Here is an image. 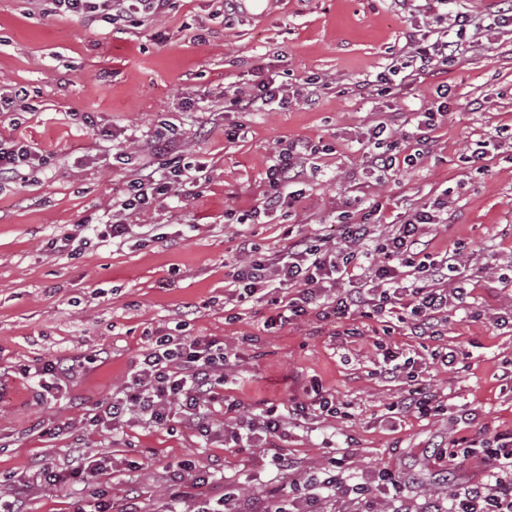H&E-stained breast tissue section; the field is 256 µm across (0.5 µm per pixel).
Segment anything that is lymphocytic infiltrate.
Masks as SVG:
<instances>
[{
  "mask_svg": "<svg viewBox=\"0 0 512 512\" xmlns=\"http://www.w3.org/2000/svg\"><path fill=\"white\" fill-rule=\"evenodd\" d=\"M37 7L54 15L76 16L89 23H111L128 14L148 20L165 13L169 0H35ZM456 40L418 38L413 42L419 73L438 76L457 53ZM302 91H289L275 77L261 80L252 90H239L225 100V107L239 112L285 107L289 100H302ZM153 155L171 157L162 174L151 172L133 178L127 192L113 201L117 214L129 215L148 208L156 197L175 192L189 180L193 166L180 163L178 140L171 133L156 132L149 142ZM306 143L293 142L279 151L267 171L274 191L267 196L264 208L271 211L285 200H298L292 191L302 173ZM448 221L447 198L435 199L431 205L413 211L406 220L393 225L381 242H375L374 256L364 247L374 241V225L345 218L343 244L333 248L325 240L312 237L289 238L287 246L268 257L259 253L249 241H241L239 250L244 262L237 270L227 296L228 302L242 304L267 297L273 290L284 293L280 310L269 318V325H287L320 307L327 320H342L353 314L371 317L394 313L406 324L411 335H428L435 321L441 320L449 307L461 304L465 288L450 286L449 275L457 264L448 257L421 260L424 229L430 224ZM228 355L223 344L212 339L157 336L142 354L130 386L102 404L89 418L90 424L112 425L132 412L159 426L170 425L175 415H185L200 433L211 430L209 404L216 390L224 384ZM483 450L491 463L480 482L455 488L447 502H433L428 512H512V431L494 434L476 442L457 440L448 451V468L456 470L462 463ZM69 473L40 468L26 475L21 486L32 488L54 485L64 478L87 480L106 475L100 460H86L83 453L73 457ZM401 479L386 471L377 484L350 485L337 476L321 481V493H284L270 490L262 500L249 501L235 492L216 495L199 494L192 512H320L321 494L356 495L360 512H379L380 498L399 489Z\"/></svg>",
  "mask_w": 512,
  "mask_h": 512,
  "instance_id": "lymphocytic-infiltrate-1",
  "label": "lymphocytic infiltrate"
}]
</instances>
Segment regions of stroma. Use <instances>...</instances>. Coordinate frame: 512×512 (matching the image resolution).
Instances as JSON below:
<instances>
[{"mask_svg":"<svg viewBox=\"0 0 512 512\" xmlns=\"http://www.w3.org/2000/svg\"><path fill=\"white\" fill-rule=\"evenodd\" d=\"M504 0H450L449 14L474 21L442 79L417 75L410 36L440 33L425 0H274L250 19L225 23L219 0H170L151 21L128 16L109 26L32 10L29 0H0V89H22L28 110L0 112V142L37 148L42 164L22 178H0V493L21 496L26 512H73L90 505L78 483L21 491L13 477L63 465L74 446L109 458L108 495L120 512L137 492L145 512L168 500L173 467L191 460L249 496L322 471L341 458L351 483L380 469L399 475L410 512L447 498L438 449L454 438L512 430V27L498 26ZM400 68L390 94L367 95L363 81ZM275 75L290 89L312 86L311 104L272 111L225 110L224 95ZM448 83L447 119L430 134L416 167L383 173L369 166L366 134L387 122L409 147L414 117ZM184 138L185 159L203 162L199 181L157 198L133 216L128 238L112 241L105 224L112 202L144 167L158 168L145 143L160 125ZM302 140L309 156L293 214L254 216L272 188L266 171L275 151ZM488 142L482 164L467 156ZM448 221L425 228L431 255L461 250L455 282L467 290L438 335L405 327L384 334L379 318L357 319L361 333L318 310L268 328L266 301L224 308L225 283L247 238L272 254L289 235L339 239L337 216L361 201L382 204L378 234L437 196ZM71 234L65 251L48 247ZM223 341L226 400L240 415L258 406L287 417L303 389L318 381L344 415L291 429L283 452L226 441L223 402L212 405L213 435L189 424L151 426L138 418L110 430L86 424L97 406L122 390L156 336ZM414 356L445 413L418 417L396 410L406 378L376 370L383 348ZM455 352L453 365L441 362ZM72 365L66 393L41 401L19 366Z\"/></svg>","mask_w":512,"mask_h":512,"instance_id":"35a3bbf8","label":"stroma"}]
</instances>
